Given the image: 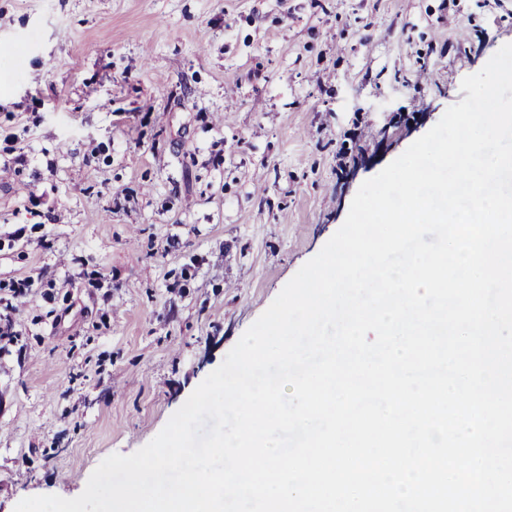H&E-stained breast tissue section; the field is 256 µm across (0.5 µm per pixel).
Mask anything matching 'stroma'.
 Instances as JSON below:
<instances>
[{
    "label": "stroma",
    "instance_id": "1",
    "mask_svg": "<svg viewBox=\"0 0 512 512\" xmlns=\"http://www.w3.org/2000/svg\"><path fill=\"white\" fill-rule=\"evenodd\" d=\"M508 43L512 0H0V512L150 442Z\"/></svg>",
    "mask_w": 512,
    "mask_h": 512
}]
</instances>
